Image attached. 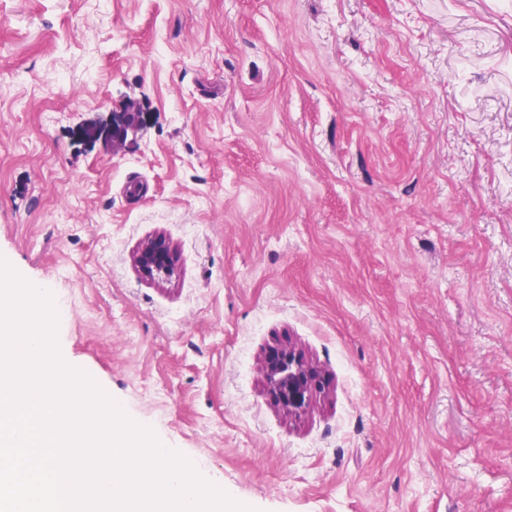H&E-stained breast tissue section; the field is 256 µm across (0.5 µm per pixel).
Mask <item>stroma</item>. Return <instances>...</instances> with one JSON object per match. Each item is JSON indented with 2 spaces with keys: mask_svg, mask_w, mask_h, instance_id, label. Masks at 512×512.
I'll use <instances>...</instances> for the list:
<instances>
[{
  "mask_svg": "<svg viewBox=\"0 0 512 512\" xmlns=\"http://www.w3.org/2000/svg\"><path fill=\"white\" fill-rule=\"evenodd\" d=\"M0 257L256 512H512V0H0ZM115 117L112 119V127L101 132L96 128H91L86 131L89 137H96L99 134H105V137L112 139L114 146L123 145L130 132H133L137 127L142 125L146 120V114L135 103L129 104L123 112L114 113ZM135 266L147 277L164 280L175 271V251L164 237L145 241L133 256ZM263 374L270 399L289 416L305 413L323 385L317 367L291 345L267 353Z\"/></svg>",
  "mask_w": 512,
  "mask_h": 512,
  "instance_id": "1",
  "label": "stroma"
}]
</instances>
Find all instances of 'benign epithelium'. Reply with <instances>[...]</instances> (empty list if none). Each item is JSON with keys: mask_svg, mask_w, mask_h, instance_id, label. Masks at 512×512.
Wrapping results in <instances>:
<instances>
[{"mask_svg": "<svg viewBox=\"0 0 512 512\" xmlns=\"http://www.w3.org/2000/svg\"><path fill=\"white\" fill-rule=\"evenodd\" d=\"M146 114L135 103L115 113L112 127L100 131L91 128L89 137L105 134L115 146L123 145L128 134L142 125ZM135 266L147 277L164 280L175 271V251L164 237L145 241L133 256ZM266 391L273 403L289 416H299L309 408L312 396L323 385L320 373L305 356L291 345L271 349L263 365Z\"/></svg>", "mask_w": 512, "mask_h": 512, "instance_id": "7a95c632", "label": "benign epithelium"}]
</instances>
